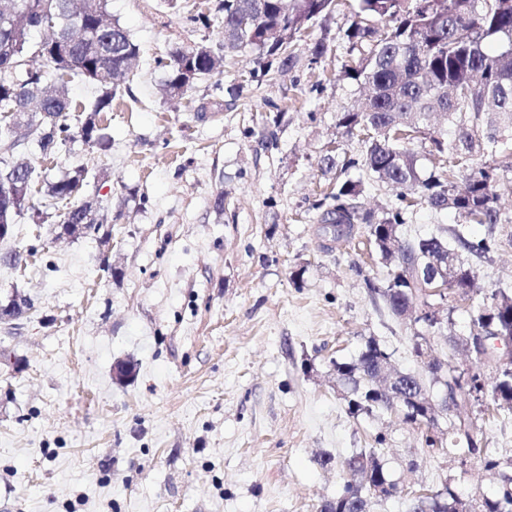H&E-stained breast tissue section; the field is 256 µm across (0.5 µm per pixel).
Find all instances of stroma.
Instances as JSON below:
<instances>
[{
	"instance_id": "1",
	"label": "stroma",
	"mask_w": 512,
	"mask_h": 512,
	"mask_svg": "<svg viewBox=\"0 0 512 512\" xmlns=\"http://www.w3.org/2000/svg\"><path fill=\"white\" fill-rule=\"evenodd\" d=\"M217 4L109 0L141 63L112 105L111 149L78 144L57 162L100 171L86 194L111 237H59L52 207L40 225L21 216L18 237L0 241V256L38 248L20 267L0 263V299L17 291L33 304L20 328L0 322V349L19 363L0 369V512H316L341 489L339 460L378 433L405 492L448 480L462 498L492 495L495 480L476 461L426 453L399 415H349L333 375L334 361L370 337L398 368L417 366L408 322L365 285L387 276L374 244L360 233L326 249L317 231L336 183L360 181L359 200L378 220L398 203L362 166L361 136L337 126L364 95L342 65L387 26L349 42L358 2L337 0L296 42L287 70L229 50L222 74L165 100L156 58L220 48ZM331 149L353 167L322 169ZM456 227L488 232L418 199L401 233ZM501 238L478 264L488 292L512 289V232ZM120 360L135 363L130 380L114 378ZM325 455L334 466L319 465Z\"/></svg>"
}]
</instances>
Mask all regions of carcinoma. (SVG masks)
Instances as JSON below:
<instances>
[{
	"label": "carcinoma",
	"instance_id": "1",
	"mask_svg": "<svg viewBox=\"0 0 512 512\" xmlns=\"http://www.w3.org/2000/svg\"><path fill=\"white\" fill-rule=\"evenodd\" d=\"M335 0H219L223 13L224 47L251 48L273 56L264 39L274 29L288 31V43L278 60L288 65V49L317 17L332 10ZM358 16L393 24L389 36L370 49L357 65H344L345 75L371 88L364 108L343 112L338 126L363 135V166L398 190L404 202L419 193L433 209L452 210L468 222L495 227L500 221L494 169L479 159L500 151H512V0H357ZM89 38L73 41L69 58L56 53L60 32ZM43 33L33 44L31 32ZM497 37L499 49L490 52L485 41ZM43 65L35 67L33 59ZM141 49L129 32L108 11V0H0V184L22 182L16 205L0 207V224H15L25 211L44 212L35 205L39 185L55 202L68 204L60 220L61 233L72 236L71 224L107 223L100 207L84 197L89 169L68 170L48 179L38 158L27 150L36 142L43 156L62 146L82 142L101 152L110 149L112 135L101 114L112 111L114 100L129 91L139 67ZM224 57L207 45L175 49L156 60L164 71L162 91L176 96L192 87L187 75L198 81L220 72ZM105 68L108 78L96 79ZM93 85L96 94L81 105L84 120L77 126L66 122L72 110L70 83ZM430 142L431 154L457 164H470L464 188L451 176L421 178L414 139ZM360 182L346 180L331 195L334 207L321 216L327 240L341 246L356 233L368 235L388 269L384 284L366 279L371 295L379 297L395 318L414 327L415 352L433 348V342L449 338V309L431 302L430 284L436 269L431 259L445 254L451 261L449 293L470 302L474 310L468 335L474 348L472 367L456 362L459 341L446 352L427 355L422 370H401L392 354L369 338L350 361H334L336 384L345 389L352 415H371L395 410L402 420L422 430V444L431 452L444 448L460 460L472 459L497 476L495 493L473 505L446 483L437 491L413 496L408 512H512V458L504 459L488 448L476 414L491 403L512 411V367L493 369V353H480L476 338L512 340V293L498 289L477 302L478 269L462 254L482 260L498 249L494 232L473 240L459 229L441 235L402 239L403 208L398 207L373 223L359 205ZM436 358L446 362L444 375L435 380L430 365ZM446 395L448 431H435L426 418L427 409L413 403L402 405L398 395L419 393ZM385 439L375 446L352 452L341 463L342 491L321 501L318 512H370L374 499L385 501L398 493L379 454ZM384 486L378 495L374 487Z\"/></svg>",
	"mask_w": 512,
	"mask_h": 512
}]
</instances>
